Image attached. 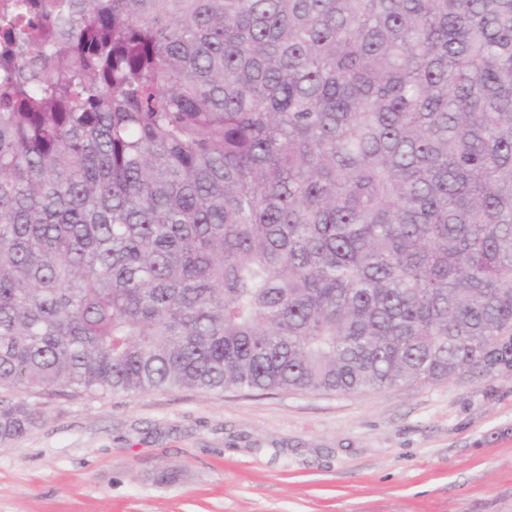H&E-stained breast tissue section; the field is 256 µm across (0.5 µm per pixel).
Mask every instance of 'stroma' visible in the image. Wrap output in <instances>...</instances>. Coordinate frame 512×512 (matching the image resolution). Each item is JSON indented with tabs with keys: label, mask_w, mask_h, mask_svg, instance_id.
<instances>
[{
	"label": "stroma",
	"mask_w": 512,
	"mask_h": 512,
	"mask_svg": "<svg viewBox=\"0 0 512 512\" xmlns=\"http://www.w3.org/2000/svg\"><path fill=\"white\" fill-rule=\"evenodd\" d=\"M0 512H512V376L40 397Z\"/></svg>",
	"instance_id": "obj_1"
}]
</instances>
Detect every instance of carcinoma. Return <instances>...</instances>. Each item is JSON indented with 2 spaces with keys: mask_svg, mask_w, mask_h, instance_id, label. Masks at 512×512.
<instances>
[{
  "mask_svg": "<svg viewBox=\"0 0 512 512\" xmlns=\"http://www.w3.org/2000/svg\"><path fill=\"white\" fill-rule=\"evenodd\" d=\"M501 375L512 0L0 11L1 443L58 389Z\"/></svg>",
  "mask_w": 512,
  "mask_h": 512,
  "instance_id": "cac0c4a2",
  "label": "carcinoma"
}]
</instances>
